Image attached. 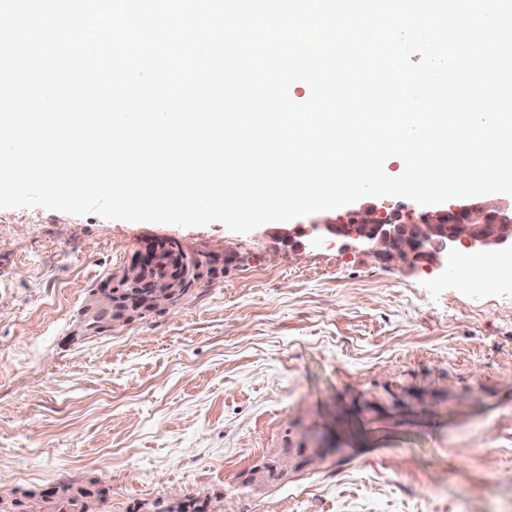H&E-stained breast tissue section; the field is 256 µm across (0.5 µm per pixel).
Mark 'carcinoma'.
I'll list each match as a JSON object with an SVG mask.
<instances>
[{"label": "carcinoma", "instance_id": "1", "mask_svg": "<svg viewBox=\"0 0 512 512\" xmlns=\"http://www.w3.org/2000/svg\"><path fill=\"white\" fill-rule=\"evenodd\" d=\"M181 275L192 284V287L183 289L188 297L193 289L215 280L206 261L182 265ZM148 291L149 288L145 286L134 288L124 283L118 288L105 287L101 289L105 302L97 310L88 312L87 319L102 333L119 322L149 316L153 310L145 304ZM302 448V444L297 448H282L254 465L245 472L246 478L240 482L238 497L249 498L251 492L271 488L287 479L291 472L298 471V457ZM109 493L110 488L100 485L97 480L76 484L64 478L38 494L19 497L16 492H11L0 498V512H102L99 505L107 501ZM220 499L219 495L212 498L181 493L176 497L141 503L139 508L141 512H218L215 502Z\"/></svg>", "mask_w": 512, "mask_h": 512}]
</instances>
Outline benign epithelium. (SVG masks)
<instances>
[{"label": "benign epithelium", "mask_w": 512, "mask_h": 512, "mask_svg": "<svg viewBox=\"0 0 512 512\" xmlns=\"http://www.w3.org/2000/svg\"><path fill=\"white\" fill-rule=\"evenodd\" d=\"M310 233L316 238L333 235L347 239L367 257L386 264L408 268H448V261L461 253L478 262L486 256H501L512 252V205H452L448 212L423 213L419 220L406 224L384 203L352 213L347 224H311ZM171 244L184 258H193L196 251L172 239L149 241L143 255L160 253V246ZM209 260L215 273L237 260L228 250L210 251ZM148 267L137 259L126 264L119 278L125 283L141 280ZM180 278H167L152 293L156 311L177 306L173 290L183 288Z\"/></svg>", "instance_id": "benign-epithelium-1"}]
</instances>
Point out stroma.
I'll use <instances>...</instances> for the list:
<instances>
[{
    "label": "stroma",
    "instance_id": "obj_1",
    "mask_svg": "<svg viewBox=\"0 0 512 512\" xmlns=\"http://www.w3.org/2000/svg\"><path fill=\"white\" fill-rule=\"evenodd\" d=\"M310 222L242 234L0 209L11 489L95 479L104 512L183 492L234 504L242 472L315 429L340 457L253 494L250 512H512V276L376 263L311 239ZM156 238L238 260L168 312L76 334L90 289ZM420 386L436 399L394 406Z\"/></svg>",
    "mask_w": 512,
    "mask_h": 512
}]
</instances>
